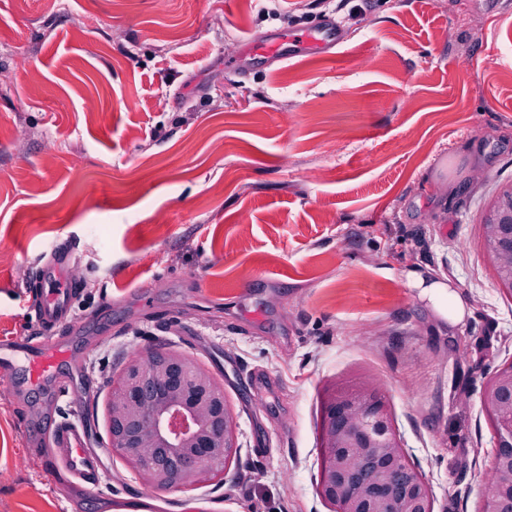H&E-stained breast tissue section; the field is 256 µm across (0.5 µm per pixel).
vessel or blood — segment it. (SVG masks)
Returning a JSON list of instances; mask_svg holds the SVG:
<instances>
[{
  "label": "vessel or blood",
  "mask_w": 512,
  "mask_h": 512,
  "mask_svg": "<svg viewBox=\"0 0 512 512\" xmlns=\"http://www.w3.org/2000/svg\"><path fill=\"white\" fill-rule=\"evenodd\" d=\"M340 44V28L329 18L314 28L277 32L265 40L247 42L243 49L253 56L286 60L307 54L330 56ZM31 277L41 292L36 313L38 334L32 340L0 342V376H10L9 390L13 393L24 384H50L69 359L64 338L74 325L71 303L78 286L70 250L56 249L53 261L36 268ZM51 432L50 446L43 453L46 465L54 471L65 469L83 490L95 491L100 485L99 463L86 449L84 425L62 420L53 425Z\"/></svg>",
  "instance_id": "1"
}]
</instances>
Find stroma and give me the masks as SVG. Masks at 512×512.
I'll list each match as a JSON object with an SVG mask.
<instances>
[{
  "label": "stroma",
  "mask_w": 512,
  "mask_h": 512,
  "mask_svg": "<svg viewBox=\"0 0 512 512\" xmlns=\"http://www.w3.org/2000/svg\"><path fill=\"white\" fill-rule=\"evenodd\" d=\"M333 15V58L239 50ZM511 182L512 0H0V339L35 335L54 246L82 275L69 396L0 391V512H329L323 405L364 378L434 512H482L512 295L481 220ZM418 265L461 323L409 287ZM163 348L237 423V460L189 489L107 445L112 380ZM55 416L87 425L100 495L43 468ZM428 275L420 269H409L406 279L411 288L419 290V297L426 299L441 319L451 325L460 323L466 315V307L457 290Z\"/></svg>",
  "instance_id": "1"
}]
</instances>
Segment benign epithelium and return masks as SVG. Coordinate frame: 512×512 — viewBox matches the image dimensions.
Masks as SVG:
<instances>
[{
    "label": "benign epithelium",
    "mask_w": 512,
    "mask_h": 512,
    "mask_svg": "<svg viewBox=\"0 0 512 512\" xmlns=\"http://www.w3.org/2000/svg\"><path fill=\"white\" fill-rule=\"evenodd\" d=\"M482 228L497 282L512 294V182L491 202ZM482 402L496 437L483 512H512V362L494 372ZM107 406L108 447L152 487L212 481L239 454L224 386L181 352L125 361ZM319 438L318 493L330 512H434L429 483L410 461L373 380L333 386Z\"/></svg>",
    "instance_id": "7a95c632"
}]
</instances>
